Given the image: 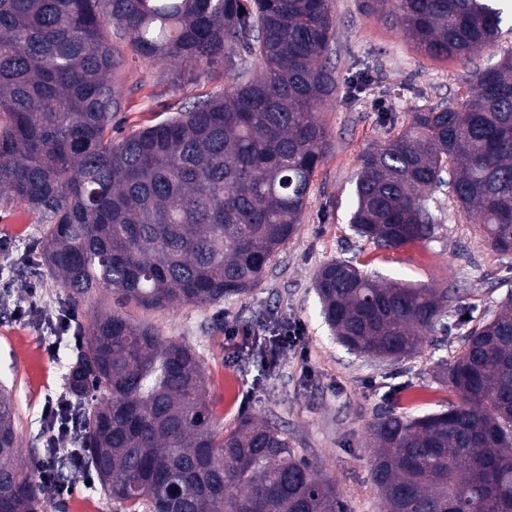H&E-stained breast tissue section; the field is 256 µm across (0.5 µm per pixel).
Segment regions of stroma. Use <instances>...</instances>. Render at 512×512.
Here are the masks:
<instances>
[{
  "instance_id": "35a3bbf8",
  "label": "stroma",
  "mask_w": 512,
  "mask_h": 512,
  "mask_svg": "<svg viewBox=\"0 0 512 512\" xmlns=\"http://www.w3.org/2000/svg\"><path fill=\"white\" fill-rule=\"evenodd\" d=\"M338 23L332 41L338 95L320 114L332 149L318 167L295 235L276 254L250 293L216 306L179 305L152 310L128 305L125 315L154 326L163 341L193 346L206 373L215 417L231 429L247 416L287 429L291 446L322 476L335 480L349 512H386L372 483L370 423L385 412L423 415L443 409L454 394L440 378L442 361L461 348L471 325L496 310L512 279V254L494 251L475 218L464 216L437 193L439 228L433 240L385 248L360 238L349 220L356 205L360 155L404 126L414 110L459 101L477 65L497 62L512 46V7H503L496 46L473 60L421 54L401 29L381 16L365 15L358 0H334ZM180 62H150L128 54L117 78L123 95L118 117L126 129L175 114L189 99L224 88L200 77L174 84ZM371 88L353 96L359 74ZM43 226L22 202L0 203V389L16 406L21 457L44 458L49 443L80 447L83 432L55 437L47 411L69 400L67 376L88 334L92 308H69L61 283L42 261ZM352 260L383 281L430 288L452 286L459 300L448 310V334L434 333L418 355L378 363L356 356L332 335L314 288L319 267ZM301 323L302 340L279 349L273 366L262 361L277 322ZM235 336H227V329ZM64 493L51 496L48 512H126L102 494L94 471L65 469Z\"/></svg>"
}]
</instances>
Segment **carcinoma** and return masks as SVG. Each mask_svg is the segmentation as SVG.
Returning a JSON list of instances; mask_svg holds the SVG:
<instances>
[{
	"mask_svg": "<svg viewBox=\"0 0 512 512\" xmlns=\"http://www.w3.org/2000/svg\"><path fill=\"white\" fill-rule=\"evenodd\" d=\"M386 7L387 22L438 58L472 60L501 21L492 0L358 4L364 15ZM335 28L333 0H0V202L46 218L43 262L73 304L106 289L121 306L216 305L262 281L331 148L319 112L338 92ZM119 41L232 83L125 133L112 123ZM442 188L512 254V48L473 69L460 102L416 110L360 156L350 224L379 246L426 242ZM314 288L336 339L377 362L447 332L457 299L454 288L384 283L347 259L322 265ZM442 378L458 401L368 427L387 512H512V289L462 336ZM68 387L82 448L45 454L88 464L128 512H347L287 430L254 417L218 424L194 348L162 342L152 325L95 312ZM15 420L0 391V512H46Z\"/></svg>",
	"mask_w": 512,
	"mask_h": 512,
	"instance_id": "obj_1",
	"label": "carcinoma"
}]
</instances>
